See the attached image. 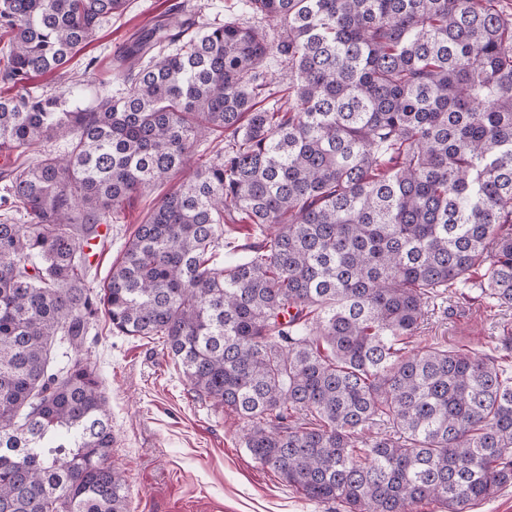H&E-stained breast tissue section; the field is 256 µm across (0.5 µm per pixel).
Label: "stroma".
<instances>
[{
  "instance_id": "stroma-1",
  "label": "stroma",
  "mask_w": 512,
  "mask_h": 512,
  "mask_svg": "<svg viewBox=\"0 0 512 512\" xmlns=\"http://www.w3.org/2000/svg\"><path fill=\"white\" fill-rule=\"evenodd\" d=\"M175 0H128L126 10L99 30L68 65L85 102L100 86L117 91L112 61L138 28L163 15ZM192 167L167 184L136 195L119 223L96 248L88 277L100 292L112 265L138 224L169 189L188 179ZM512 325V308L488 304L476 288L444 297L429 312L413 346L461 344L494 354L512 374V352L497 350V338ZM85 356L96 362L112 416L116 445L112 462L129 487L130 512H343L311 501L289 487L243 447L240 421L200 399L158 341L113 333L105 317L91 326Z\"/></svg>"
}]
</instances>
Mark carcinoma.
<instances>
[{
	"label": "carcinoma",
	"mask_w": 512,
	"mask_h": 512,
	"mask_svg": "<svg viewBox=\"0 0 512 512\" xmlns=\"http://www.w3.org/2000/svg\"><path fill=\"white\" fill-rule=\"evenodd\" d=\"M244 2L277 29L173 4L114 59L122 92L83 108L29 81L65 77L128 0H0V512H128L95 366L52 357L81 353L101 312L162 340L311 500L470 512L512 486V376L476 350L404 352L447 291L512 306V17L499 0ZM271 55L290 73L277 99ZM190 159L91 294L99 226ZM226 224L260 236L224 267Z\"/></svg>",
	"instance_id": "carcinoma-1"
}]
</instances>
